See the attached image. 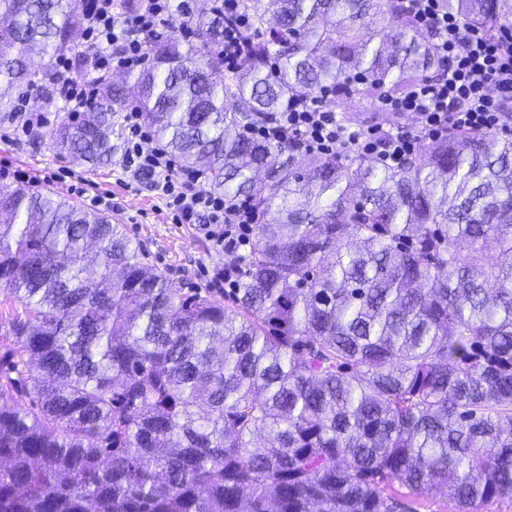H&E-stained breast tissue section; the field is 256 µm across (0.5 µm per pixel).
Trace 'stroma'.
<instances>
[{"label":"stroma","instance_id":"1","mask_svg":"<svg viewBox=\"0 0 512 512\" xmlns=\"http://www.w3.org/2000/svg\"><path fill=\"white\" fill-rule=\"evenodd\" d=\"M0 171L7 183L32 185L60 198L87 204L95 193L112 197L109 214L120 218L128 235L144 245L148 263L162 270L173 286L189 292L213 289L212 275L226 258L215 250L195 224H175L165 205L143 182L126 179L119 163L88 170L57 155L48 140L27 137L19 141L0 139Z\"/></svg>","mask_w":512,"mask_h":512}]
</instances>
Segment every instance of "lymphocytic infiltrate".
I'll use <instances>...</instances> for the list:
<instances>
[{
  "mask_svg": "<svg viewBox=\"0 0 512 512\" xmlns=\"http://www.w3.org/2000/svg\"><path fill=\"white\" fill-rule=\"evenodd\" d=\"M228 22L224 27V70L235 72L247 47L251 19L243 0H213ZM418 25L430 31L437 56L444 68L439 75L415 84L401 98L386 96L380 106L387 111L413 115L415 129L378 131L348 125L330 107L334 96L323 89L311 96L290 100L286 110L267 123L250 127L249 133L268 142L300 139L305 151L316 154L350 150L373 157L389 168L401 167L413 155L422 138L448 130H479L505 133L512 121L503 105L512 99V27L495 34L468 25L441 7V0H407ZM187 0H137L128 14L117 13L113 0H86L83 6L84 48L59 57L55 93L67 101L72 113L87 111L95 102L93 80L77 81L74 69L90 73L109 70L112 63L129 69L145 61L143 38L171 25L175 11H188ZM127 146L123 172L138 181H148L157 198L175 213L177 223L201 225L217 250L228 256L220 277L233 282L239 262L252 241L260 215L252 201L227 202L223 195L204 189L202 171L179 165L162 145H149L137 111L126 113Z\"/></svg>",
  "mask_w": 512,
  "mask_h": 512,
  "instance_id": "f902f5d3",
  "label": "lymphocytic infiltrate"
}]
</instances>
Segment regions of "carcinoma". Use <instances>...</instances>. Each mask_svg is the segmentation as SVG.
<instances>
[{
	"label": "carcinoma",
	"instance_id": "obj_1",
	"mask_svg": "<svg viewBox=\"0 0 512 512\" xmlns=\"http://www.w3.org/2000/svg\"><path fill=\"white\" fill-rule=\"evenodd\" d=\"M145 44L135 98L50 133L96 169L141 112L206 188L261 213L227 300L186 293L112 215L0 185V512H453L512 503V141L448 130L399 169L245 134L296 96H401L441 68L405 0H246ZM512 23V0H442ZM0 120L49 105L80 0H0ZM45 56L28 70L33 49ZM499 250L492 261L490 251ZM242 3L243 0H213L215 7L224 11V17L232 19L224 25L225 73H234L240 66L247 47V34L251 31V19Z\"/></svg>",
	"mask_w": 512,
	"mask_h": 512
}]
</instances>
